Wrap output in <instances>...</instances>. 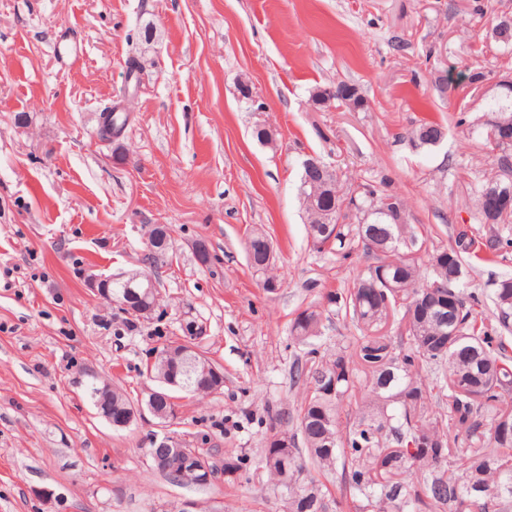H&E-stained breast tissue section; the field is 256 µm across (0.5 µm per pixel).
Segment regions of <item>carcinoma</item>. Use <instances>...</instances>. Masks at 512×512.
I'll use <instances>...</instances> for the list:
<instances>
[{
    "label": "carcinoma",
    "instance_id": "cac0c4a2",
    "mask_svg": "<svg viewBox=\"0 0 512 512\" xmlns=\"http://www.w3.org/2000/svg\"><path fill=\"white\" fill-rule=\"evenodd\" d=\"M492 38L512 46V20L499 18ZM334 92L317 88L319 106L332 100L350 111L367 104L356 86L340 81ZM493 121L485 124L486 141L499 150L503 170L512 159V86L500 88L488 103ZM444 128L423 122L414 137L423 145L442 140ZM307 171L301 194L313 249L332 252L343 242L342 224L335 223L333 240L323 235L320 219L335 209L336 219H357L354 239L384 268V279L360 276L344 293L328 302L345 311L357 336L350 354L338 353L296 369L306 384L297 411L295 435L271 429L262 458L263 468L287 504L288 512H343L344 493L358 498V512H512V431L498 432V422L512 417V278L499 281L492 314L483 300L460 288L466 275L463 254L484 247L506 258L512 239L493 231L486 238L463 233L457 245L429 255L431 277L424 275L422 244L406 221L401 197L384 189L387 180L366 184L353 194L335 186L317 192ZM265 239L252 235L245 244L250 265L265 269ZM451 284L457 305L448 308V323L435 295L425 294L420 281ZM321 312L307 308L295 318L291 333L306 342L320 333ZM184 347L166 344L152 365L159 381L181 366ZM194 368L184 377L185 392L206 396L217 384L213 366L189 354ZM369 383L364 405L353 421L340 429L338 409L352 397L361 381ZM172 388L148 398L146 408L161 420L176 416ZM112 426L131 421L135 411L123 395L111 390ZM448 410H433V399ZM421 440L428 448H413Z\"/></svg>",
    "mask_w": 512,
    "mask_h": 512
}]
</instances>
